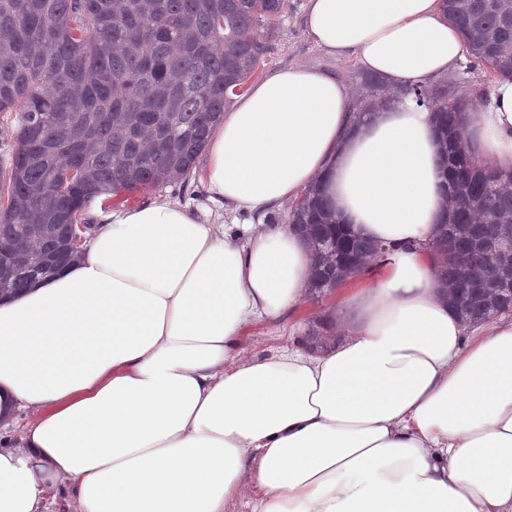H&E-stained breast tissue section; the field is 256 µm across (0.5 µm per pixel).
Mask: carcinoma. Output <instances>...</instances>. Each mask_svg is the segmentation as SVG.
Here are the masks:
<instances>
[{"label":"carcinoma","instance_id":"1","mask_svg":"<svg viewBox=\"0 0 512 512\" xmlns=\"http://www.w3.org/2000/svg\"><path fill=\"white\" fill-rule=\"evenodd\" d=\"M473 63L512 78V0H443ZM286 0H0V113H19L17 147L0 165V294L67 265L55 249L85 200L159 187L190 174L230 96L243 92L283 23ZM383 79L365 78L361 108ZM395 95L433 113L444 139L451 221L431 250L448 283V306L468 325L512 312V175L457 148L460 116L475 100L408 84ZM288 223L314 251L318 298L379 257L375 243L336 223L312 186ZM335 238L341 251L324 241ZM334 329L327 313L313 347Z\"/></svg>","mask_w":512,"mask_h":512}]
</instances>
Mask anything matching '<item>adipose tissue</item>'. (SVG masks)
<instances>
[{"instance_id":"obj_1","label":"adipose tissue","mask_w":512,"mask_h":512,"mask_svg":"<svg viewBox=\"0 0 512 512\" xmlns=\"http://www.w3.org/2000/svg\"><path fill=\"white\" fill-rule=\"evenodd\" d=\"M306 30L395 84L464 56L438 0H308ZM466 144L512 170V81L467 113ZM429 112L407 101L351 119L344 81L278 69L212 129L217 206L267 213L316 178L336 217L383 250L309 355H244L255 322L309 295L310 246L289 225L217 224L176 200L107 210L84 253L0 300V512H512V320L469 331L428 243L448 185Z\"/></svg>"}]
</instances>
